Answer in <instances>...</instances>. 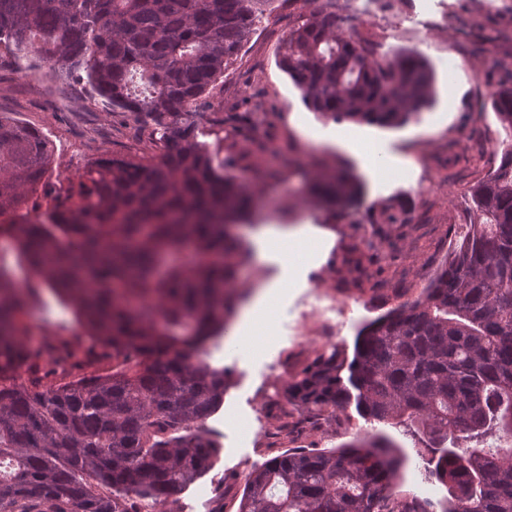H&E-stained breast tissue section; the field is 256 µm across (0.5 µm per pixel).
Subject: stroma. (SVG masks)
Wrapping results in <instances>:
<instances>
[{"instance_id": "obj_1", "label": "stroma", "mask_w": 512, "mask_h": 512, "mask_svg": "<svg viewBox=\"0 0 512 512\" xmlns=\"http://www.w3.org/2000/svg\"><path fill=\"white\" fill-rule=\"evenodd\" d=\"M324 0H276L224 74V88L206 106L198 129L217 165L238 177L260 202L232 228L246 262L239 281L270 282L277 264L259 262L250 239L266 224H315L333 235L326 260H314L301 287L279 301L272 334L249 359L223 335L205 359L225 371L224 405L207 422L220 448L211 467L180 494L176 512H238L246 479L270 458L297 448H337L374 431L355 408L336 418L289 405L284 388L315 351L336 346L352 355L358 330L415 299L469 231L470 190L498 164L504 136L492 109L495 92L512 86V0H386L389 15L360 32L374 59L417 50L436 76L430 105L404 124L352 123L351 141L335 140L338 123L309 111L300 91L277 65L299 14ZM0 115L42 131L53 145L52 173L78 179L102 157L147 152L150 128L130 114L90 101L81 85L67 86L48 69L27 75L0 65ZM224 124V140L209 130ZM377 145L395 175L373 178L358 143ZM323 167L351 172L361 183L359 205L326 209L303 186ZM332 297L343 315L331 341L320 318L305 312L314 293ZM43 338L56 344L81 334L71 305L49 289L30 301Z\"/></svg>"}]
</instances>
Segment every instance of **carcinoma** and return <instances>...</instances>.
Here are the masks:
<instances>
[{
    "label": "carcinoma",
    "mask_w": 512,
    "mask_h": 512,
    "mask_svg": "<svg viewBox=\"0 0 512 512\" xmlns=\"http://www.w3.org/2000/svg\"><path fill=\"white\" fill-rule=\"evenodd\" d=\"M275 0H0V60L45 64L110 111L152 127L154 153L102 158L47 223L15 214L51 171L46 135L0 117V233L34 278L0 269V512H174L166 505L218 454L205 421L224 369L201 358L224 332L244 257L226 227L251 215L242 182L213 164L198 118ZM336 0L299 17L278 64L306 107L334 120L397 126L425 109L435 74L419 53L374 59ZM492 108L500 161L472 190L470 231L420 297L365 324L352 358L318 353L285 398L403 429L441 501L396 492L409 455L384 432L341 448L293 449L247 478L238 512H512V87ZM317 204L352 208L360 183L325 169ZM68 300L83 335L62 382L45 383L27 301ZM112 372L92 367L95 348Z\"/></svg>",
    "instance_id": "cac0c4a2"
}]
</instances>
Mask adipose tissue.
Wrapping results in <instances>:
<instances>
[{
	"label": "adipose tissue",
	"instance_id": "obj_1",
	"mask_svg": "<svg viewBox=\"0 0 512 512\" xmlns=\"http://www.w3.org/2000/svg\"><path fill=\"white\" fill-rule=\"evenodd\" d=\"M253 246L260 261L279 265L281 278L275 283L257 285L239 314L233 347L243 358L251 356L255 340L270 336L273 313L284 288L301 284L309 259L324 250L326 238L312 224L291 230L267 225L254 235Z\"/></svg>",
	"mask_w": 512,
	"mask_h": 512
}]
</instances>
